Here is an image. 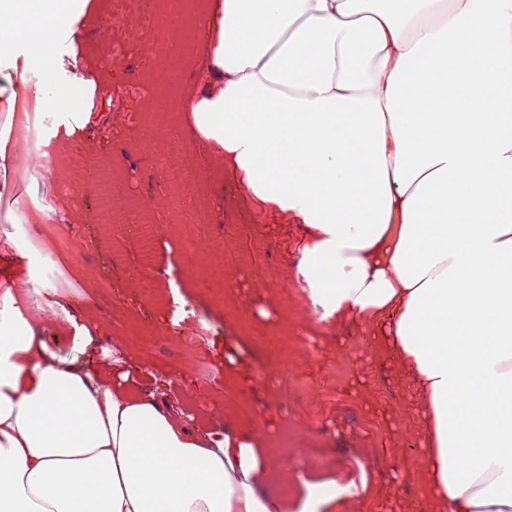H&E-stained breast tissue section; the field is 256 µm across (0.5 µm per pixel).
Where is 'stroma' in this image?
Segmentation results:
<instances>
[{"mask_svg": "<svg viewBox=\"0 0 512 512\" xmlns=\"http://www.w3.org/2000/svg\"><path fill=\"white\" fill-rule=\"evenodd\" d=\"M213 2L186 0L171 16L158 0L157 27L135 42L137 0H92L93 18L64 59L94 83L87 123L53 173L38 170L20 139L0 161V296H11L65 363L157 398L196 437L218 443L252 429L272 463L265 489L273 495L340 475L368 481L348 512H435L420 466L422 403L377 340L376 320H318L297 277L308 227L260 205L223 151L198 137L187 102L201 89L196 26ZM155 98L164 111L150 109ZM172 130L185 141L184 170L198 180L192 223H170L168 189L154 170ZM99 164L116 173V205L136 200L157 223L150 268L133 229L96 221L87 172ZM223 236L228 249L184 270L188 240ZM140 276L148 287H138ZM201 325L199 351L220 373L216 383L183 346ZM311 341L318 357L306 354ZM303 440L321 456L304 458Z\"/></svg>", "mask_w": 512, "mask_h": 512, "instance_id": "35a3bbf8", "label": "stroma"}]
</instances>
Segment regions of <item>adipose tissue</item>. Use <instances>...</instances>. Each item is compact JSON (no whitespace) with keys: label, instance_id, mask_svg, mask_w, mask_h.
Instances as JSON below:
<instances>
[{"label":"adipose tissue","instance_id":"1","mask_svg":"<svg viewBox=\"0 0 512 512\" xmlns=\"http://www.w3.org/2000/svg\"><path fill=\"white\" fill-rule=\"evenodd\" d=\"M91 0H0V110L56 106ZM190 104L243 187L306 225L322 319L380 318L422 397L438 512H512V0H218ZM40 69V85L27 73ZM251 429L194 437L0 312V512H330L274 499Z\"/></svg>","mask_w":512,"mask_h":512}]
</instances>
